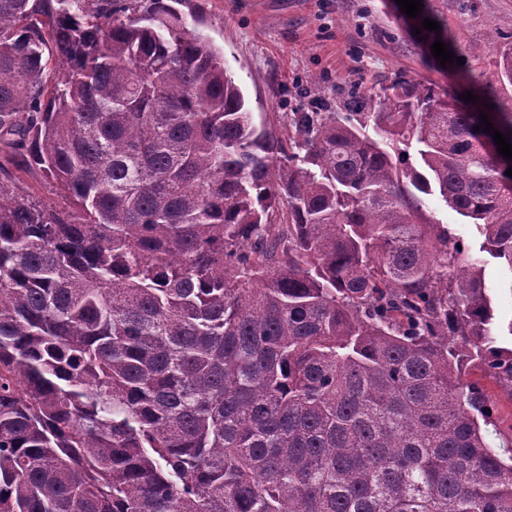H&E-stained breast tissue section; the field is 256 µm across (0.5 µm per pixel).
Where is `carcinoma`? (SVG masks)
I'll use <instances>...</instances> for the list:
<instances>
[{
  "label": "carcinoma",
  "instance_id": "cac0c4a2",
  "mask_svg": "<svg viewBox=\"0 0 512 512\" xmlns=\"http://www.w3.org/2000/svg\"><path fill=\"white\" fill-rule=\"evenodd\" d=\"M178 2L0 0V144L70 199L0 180V512H512L462 379L512 346L422 202L512 273V110L402 79L284 140ZM424 203V210L427 214L433 217L434 220L439 221L441 224H448V227L453 229L455 233L460 236L464 244L471 250L472 253H479V245L482 242V237L477 232L473 224H465L466 221L451 207L447 206L442 198L438 195H424L422 196Z\"/></svg>",
  "mask_w": 512,
  "mask_h": 512
}]
</instances>
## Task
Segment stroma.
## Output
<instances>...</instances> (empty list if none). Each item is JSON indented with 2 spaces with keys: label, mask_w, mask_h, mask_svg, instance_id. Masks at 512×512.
<instances>
[{
  "label": "stroma",
  "mask_w": 512,
  "mask_h": 512,
  "mask_svg": "<svg viewBox=\"0 0 512 512\" xmlns=\"http://www.w3.org/2000/svg\"><path fill=\"white\" fill-rule=\"evenodd\" d=\"M462 53V65L439 70L426 59L396 0H183L178 9L195 30L220 50L256 120L276 126L291 112H344L352 93L370 94L398 77L434 82L464 94L462 71L496 85L497 51L512 35V0H430ZM16 183L34 201L69 205L58 184L20 166L0 145V179ZM434 220L448 225L471 252L482 241L474 225L440 196L423 198ZM496 322H512V275L487 260ZM494 406L503 439H512V394L476 368L466 371Z\"/></svg>",
  "instance_id": "obj_1"
}]
</instances>
